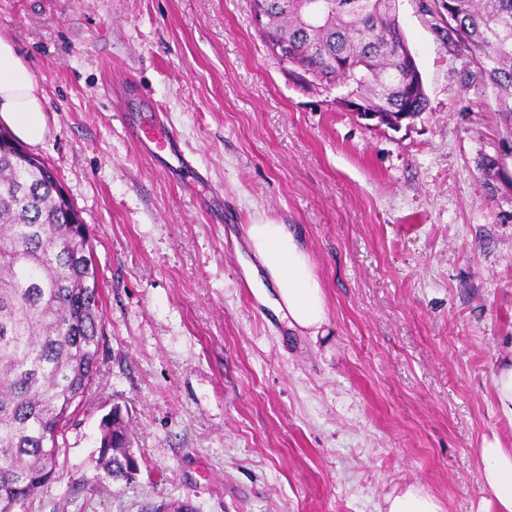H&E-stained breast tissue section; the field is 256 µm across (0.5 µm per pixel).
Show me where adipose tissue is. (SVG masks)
I'll return each mask as SVG.
<instances>
[{
  "label": "adipose tissue",
  "mask_w": 512,
  "mask_h": 512,
  "mask_svg": "<svg viewBox=\"0 0 512 512\" xmlns=\"http://www.w3.org/2000/svg\"><path fill=\"white\" fill-rule=\"evenodd\" d=\"M45 94L31 65L14 43L0 35V123L24 144L35 147L47 134ZM249 246L275 290L270 305L288 329L318 336L327 320L326 296L309 253L286 224H252ZM480 482L493 512H512V448L485 442L478 451ZM385 512H445L440 500L416 484L393 490Z\"/></svg>",
  "instance_id": "adipose-tissue-1"
}]
</instances>
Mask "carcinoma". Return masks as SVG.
Here are the masks:
<instances>
[{"mask_svg":"<svg viewBox=\"0 0 512 512\" xmlns=\"http://www.w3.org/2000/svg\"><path fill=\"white\" fill-rule=\"evenodd\" d=\"M398 0H322L305 26V0H268L266 29L291 48L300 85L342 87L367 109L420 115L425 89L399 76L409 45ZM457 39L497 112L512 123V0H450ZM55 172L24 157L0 131V512H16L56 472L58 438L92 385L102 339L100 273L87 225ZM122 409L100 423L95 467L112 481L138 469Z\"/></svg>","mask_w":512,"mask_h":512,"instance_id":"1","label":"carcinoma"}]
</instances>
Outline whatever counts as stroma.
Returning a JSON list of instances; mask_svg holds the SVG:
<instances>
[{
    "label": "stroma",
    "instance_id": "stroma-1",
    "mask_svg": "<svg viewBox=\"0 0 512 512\" xmlns=\"http://www.w3.org/2000/svg\"><path fill=\"white\" fill-rule=\"evenodd\" d=\"M398 3L429 104L395 131L293 84L249 0H0L44 88L32 153L88 227L103 317L60 471L19 512H381L409 483L487 512L477 450L512 448L492 386L512 356V131L443 0ZM149 103L207 183L131 138ZM252 224L303 239L323 336L265 302ZM116 405L139 460L117 483L95 468Z\"/></svg>",
    "mask_w": 512,
    "mask_h": 512
}]
</instances>
